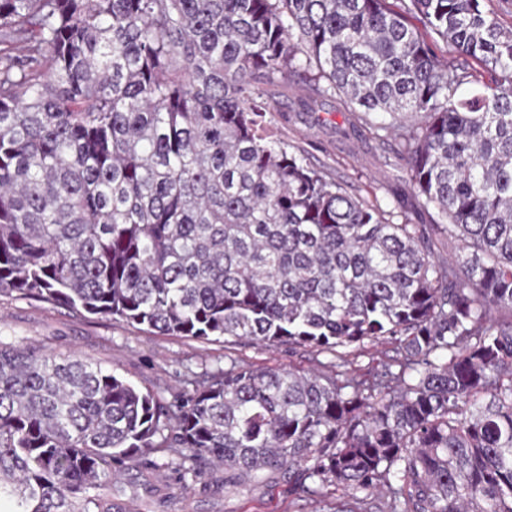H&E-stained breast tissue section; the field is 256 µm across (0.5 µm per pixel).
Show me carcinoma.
Listing matches in <instances>:
<instances>
[{
  "instance_id": "obj_1",
  "label": "carcinoma",
  "mask_w": 512,
  "mask_h": 512,
  "mask_svg": "<svg viewBox=\"0 0 512 512\" xmlns=\"http://www.w3.org/2000/svg\"><path fill=\"white\" fill-rule=\"evenodd\" d=\"M292 73L405 161L454 261L271 137ZM3 291L203 341L396 344L367 375L234 365L172 401L0 345L9 512H132L126 471L164 451L182 480L512 512V26L485 0H0Z\"/></svg>"
}]
</instances>
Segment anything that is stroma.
Instances as JSON below:
<instances>
[{
    "mask_svg": "<svg viewBox=\"0 0 512 512\" xmlns=\"http://www.w3.org/2000/svg\"><path fill=\"white\" fill-rule=\"evenodd\" d=\"M347 117L339 99L312 94L294 75L287 97L273 103L265 122L273 138L305 155L326 180L350 195L387 211L394 210L397 200H411L404 161L375 141L347 134ZM0 343L42 344L60 357L77 354L166 398L180 391L188 372L199 375L234 365L321 372L338 361L334 352L311 348L267 349L232 337L207 342L150 333L13 293L0 294ZM154 483L156 494L141 489L132 494L135 504H146V512H380L384 503L381 496L356 497L333 485L292 496L278 474L256 485L219 488L206 476L179 481L172 468L163 466Z\"/></svg>",
    "mask_w": 512,
    "mask_h": 512,
    "instance_id": "stroma-1",
    "label": "stroma"
}]
</instances>
